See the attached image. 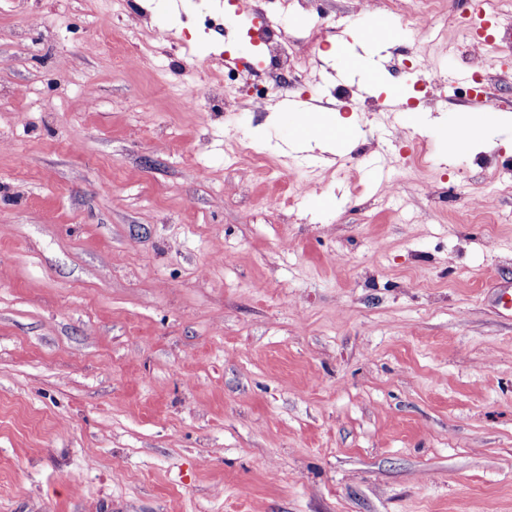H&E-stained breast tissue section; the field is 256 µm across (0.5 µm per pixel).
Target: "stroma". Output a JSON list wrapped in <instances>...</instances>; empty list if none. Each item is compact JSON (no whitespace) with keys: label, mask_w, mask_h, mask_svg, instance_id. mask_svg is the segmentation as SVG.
<instances>
[{"label":"stroma","mask_w":512,"mask_h":512,"mask_svg":"<svg viewBox=\"0 0 512 512\" xmlns=\"http://www.w3.org/2000/svg\"><path fill=\"white\" fill-rule=\"evenodd\" d=\"M385 2L260 0L333 32L257 115L230 79L181 106L265 76L201 23L237 0H0V512H512V187L476 159L512 156V71L464 54L472 0Z\"/></svg>","instance_id":"obj_1"}]
</instances>
